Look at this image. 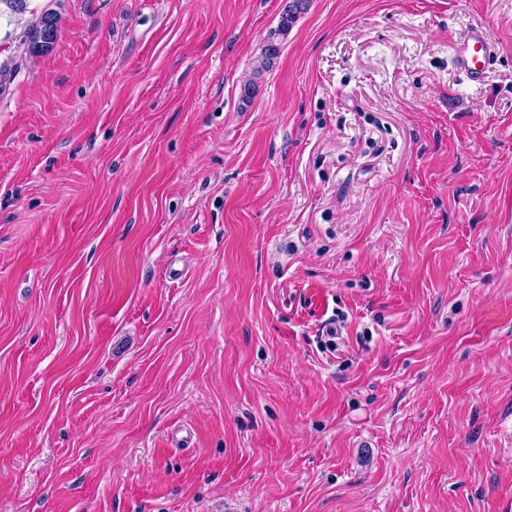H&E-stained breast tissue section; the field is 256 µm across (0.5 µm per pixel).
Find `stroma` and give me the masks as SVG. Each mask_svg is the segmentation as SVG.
<instances>
[{
    "mask_svg": "<svg viewBox=\"0 0 512 512\" xmlns=\"http://www.w3.org/2000/svg\"><path fill=\"white\" fill-rule=\"evenodd\" d=\"M287 2L0 13V512H512V0ZM304 0H293L292 4H289L285 10V13L281 16L280 24L277 30L270 31L267 37V44L264 46L261 54V61L259 66L256 68V72L260 73L263 70L269 69L273 59L279 53V44L275 43L276 36H285L288 33L290 25L296 19V13L300 11V7ZM57 36V19L51 13H43L30 28L28 38L30 50H47ZM498 53L497 44L481 23L472 24L460 38L455 50L456 69L473 84L482 82Z\"/></svg>",
    "mask_w": 512,
    "mask_h": 512,
    "instance_id": "1",
    "label": "stroma"
}]
</instances>
